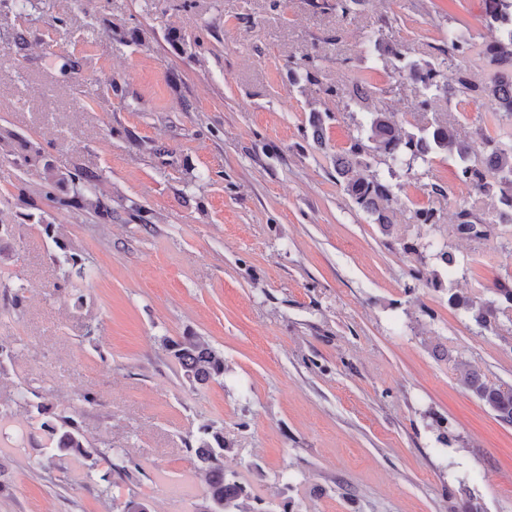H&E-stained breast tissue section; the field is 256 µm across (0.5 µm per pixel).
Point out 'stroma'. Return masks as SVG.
Returning a JSON list of instances; mask_svg holds the SVG:
<instances>
[{"label": "stroma", "mask_w": 512, "mask_h": 512, "mask_svg": "<svg viewBox=\"0 0 512 512\" xmlns=\"http://www.w3.org/2000/svg\"><path fill=\"white\" fill-rule=\"evenodd\" d=\"M483 13L484 0H371L355 18L309 0H0V128L42 152L23 168L0 154V340L15 352L0 368V512L131 498L196 512L206 478L184 441L204 424L275 512H512V426L461 384L474 369L512 386V309L484 328L448 302L494 300V279L512 280V224L457 233L471 198L443 153L378 165L397 196L383 234L335 181L363 110L325 92L363 78L389 88L400 124L471 138L481 101L416 111L365 36L382 28L430 61L452 27L490 42ZM309 55L321 84L304 89L288 64ZM314 112L333 115L320 149ZM425 204L438 224L415 222ZM189 332L223 353V384L182 378L162 340ZM21 388L77 407L95 460L40 454ZM115 450L146 474L103 495Z\"/></svg>", "instance_id": "obj_1"}]
</instances>
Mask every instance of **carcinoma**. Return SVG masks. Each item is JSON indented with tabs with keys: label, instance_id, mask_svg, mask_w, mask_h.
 <instances>
[{
	"label": "carcinoma",
	"instance_id": "carcinoma-1",
	"mask_svg": "<svg viewBox=\"0 0 512 512\" xmlns=\"http://www.w3.org/2000/svg\"><path fill=\"white\" fill-rule=\"evenodd\" d=\"M364 0H310V6L320 12L336 10L347 16L361 11ZM485 21L498 27L499 36L482 45L455 28L448 29V46L439 49L433 61L410 60L402 46L389 42L377 31L367 36L372 63L396 62L399 78L414 88L415 109L421 111L440 94L471 97L487 105L496 135L481 127L474 133L481 137L482 149L473 150L471 142L457 136L449 125L435 121L428 126L407 130L394 120L392 113L377 99L365 80L348 86L326 88L325 92L347 102L363 105V121L358 134L336 155V183L348 199L366 213L385 234H390V213L396 201L393 185L372 169L375 162L388 168L404 165L413 169L417 161L428 163L441 152L456 155L455 177L476 195L497 200L492 214H478L472 206H462L455 214L458 233L481 239L487 224L512 223V0H491ZM477 54L494 67L490 80L473 83L458 73L453 88L440 81L443 71L456 67L460 57ZM448 302L472 314L474 321L488 327L495 323L498 308L481 304L465 296L451 293ZM163 346L182 376L191 384L205 386L224 379V355L204 337L186 334L176 339L164 338ZM464 385L494 413L497 419L512 425V387L485 381L470 369L462 376ZM19 399L30 411L45 418L43 429L48 433L46 449L58 456L74 455L89 458L95 453L85 438L77 419V411L54 409L20 392ZM187 452L194 457L207 479V491L198 512H275L271 504L254 495L251 485L234 473L224 470V434L210 425L199 427L197 434L185 442ZM143 474V468L132 458L115 453L110 468L99 476L102 491H109L120 479H132Z\"/></svg>",
	"mask_w": 512,
	"mask_h": 512
}]
</instances>
